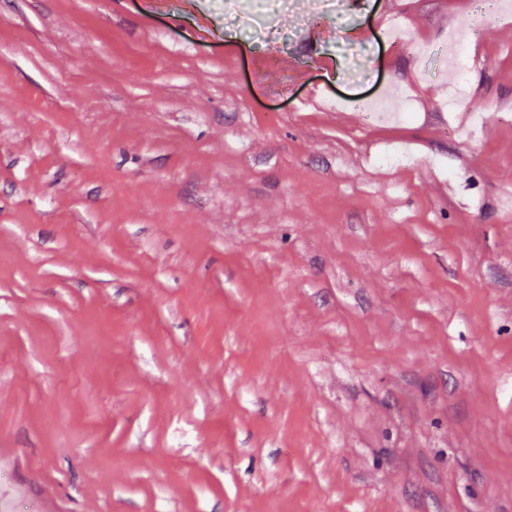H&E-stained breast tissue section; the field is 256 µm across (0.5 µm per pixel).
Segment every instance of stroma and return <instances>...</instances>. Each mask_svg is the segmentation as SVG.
<instances>
[{
    "label": "stroma",
    "instance_id": "stroma-1",
    "mask_svg": "<svg viewBox=\"0 0 512 512\" xmlns=\"http://www.w3.org/2000/svg\"><path fill=\"white\" fill-rule=\"evenodd\" d=\"M346 3L0 0V512H512V11ZM451 45L453 46V60L458 73V82L455 85L454 94L448 96V111L458 110V104L463 99H468L469 87L466 80V73L471 59L469 47L471 39L452 36Z\"/></svg>",
    "mask_w": 512,
    "mask_h": 512
}]
</instances>
